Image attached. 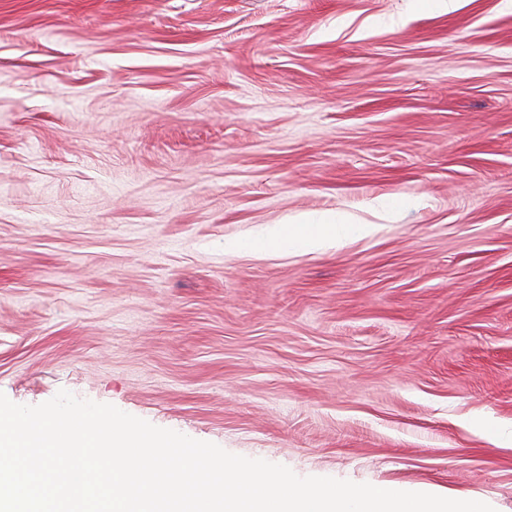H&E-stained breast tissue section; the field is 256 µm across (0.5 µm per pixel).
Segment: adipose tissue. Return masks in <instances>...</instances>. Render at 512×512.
<instances>
[{"label": "adipose tissue", "instance_id": "1", "mask_svg": "<svg viewBox=\"0 0 512 512\" xmlns=\"http://www.w3.org/2000/svg\"><path fill=\"white\" fill-rule=\"evenodd\" d=\"M362 231V225L343 214L305 215L287 224L273 226L266 234L253 241L252 246L264 250H277L288 246L315 251L326 244L361 234Z\"/></svg>", "mask_w": 512, "mask_h": 512}]
</instances>
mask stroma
<instances>
[{"label": "stroma", "instance_id": "35a3bbf8", "mask_svg": "<svg viewBox=\"0 0 512 512\" xmlns=\"http://www.w3.org/2000/svg\"><path fill=\"white\" fill-rule=\"evenodd\" d=\"M322 212L367 231L224 249ZM62 389L512 512V11L0 0V392Z\"/></svg>", "mask_w": 512, "mask_h": 512}]
</instances>
